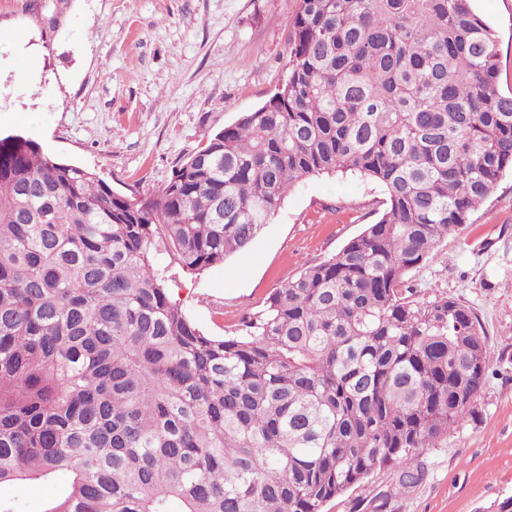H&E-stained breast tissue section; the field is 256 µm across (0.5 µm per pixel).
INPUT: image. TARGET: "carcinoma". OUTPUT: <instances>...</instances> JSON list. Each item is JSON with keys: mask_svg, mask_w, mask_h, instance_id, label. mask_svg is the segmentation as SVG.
I'll use <instances>...</instances> for the list:
<instances>
[{"mask_svg": "<svg viewBox=\"0 0 512 512\" xmlns=\"http://www.w3.org/2000/svg\"><path fill=\"white\" fill-rule=\"evenodd\" d=\"M286 82L149 196L0 137V483L66 478L45 512H324L474 412L478 315L402 275L512 173V90L474 0H298ZM384 189L373 224L231 334L169 269L247 248L306 180Z\"/></svg>", "mask_w": 512, "mask_h": 512, "instance_id": "carcinoma-1", "label": "carcinoma"}]
</instances>
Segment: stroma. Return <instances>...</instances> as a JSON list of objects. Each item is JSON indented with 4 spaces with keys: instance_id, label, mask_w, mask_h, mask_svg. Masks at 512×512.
Listing matches in <instances>:
<instances>
[{
    "instance_id": "1",
    "label": "stroma",
    "mask_w": 512,
    "mask_h": 512,
    "mask_svg": "<svg viewBox=\"0 0 512 512\" xmlns=\"http://www.w3.org/2000/svg\"><path fill=\"white\" fill-rule=\"evenodd\" d=\"M498 36L499 87L512 89V0H475ZM297 0H0V135L21 134L88 168L126 195H150L173 166L287 76ZM381 187L353 174L297 186L244 252L200 275L172 268L195 325L221 335L259 310L283 280L319 263L376 222ZM401 288L451 297L487 336L489 369L474 413L420 450L424 480L389 496L394 471L327 503L324 512H491L512 496V175L442 241ZM64 481L0 484V499L44 512Z\"/></svg>"
}]
</instances>
